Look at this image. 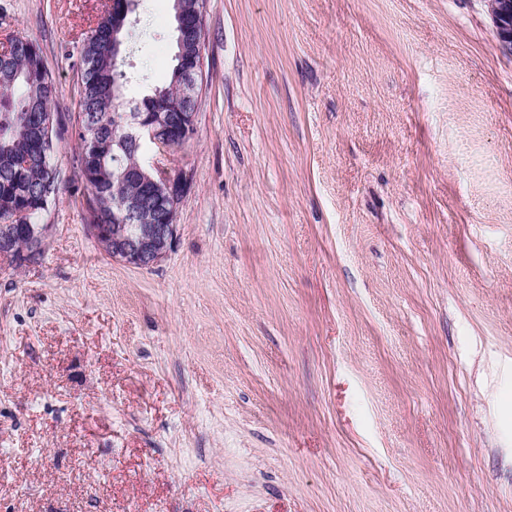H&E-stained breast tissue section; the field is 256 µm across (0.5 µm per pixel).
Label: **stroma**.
Instances as JSON below:
<instances>
[{"label": "stroma", "mask_w": 512, "mask_h": 512, "mask_svg": "<svg viewBox=\"0 0 512 512\" xmlns=\"http://www.w3.org/2000/svg\"><path fill=\"white\" fill-rule=\"evenodd\" d=\"M101 0H0L64 127L43 255L0 258V512H512V54L483 0H206L168 256L84 220ZM124 97L168 83L138 0Z\"/></svg>", "instance_id": "35a3bbf8"}]
</instances>
